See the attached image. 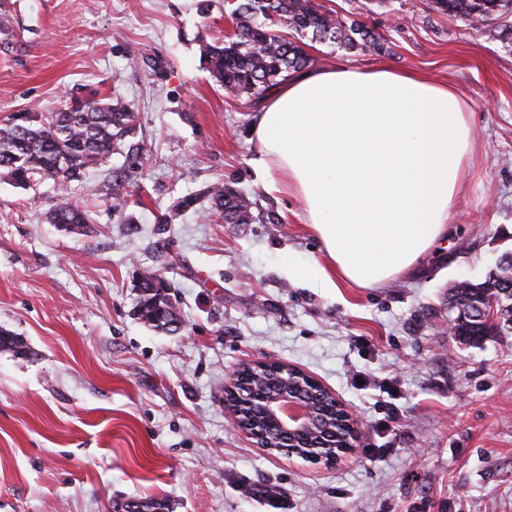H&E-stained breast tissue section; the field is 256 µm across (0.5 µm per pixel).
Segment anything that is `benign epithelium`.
Instances as JSON below:
<instances>
[{"mask_svg":"<svg viewBox=\"0 0 512 512\" xmlns=\"http://www.w3.org/2000/svg\"><path fill=\"white\" fill-rule=\"evenodd\" d=\"M270 366L304 377L314 387L321 386L317 380L291 365L273 361L250 364V367L257 369ZM240 377L241 373H235L225 385L224 406L233 422L251 438L257 440L264 435V432L248 423V418L258 410L279 424L281 435L287 438L291 457L295 455L296 449L305 448V457L313 463L333 466L359 446L360 436L352 413L329 390H324V394L332 402L330 416L300 397L292 384L276 392L259 393L239 389ZM286 402L302 406V413L294 417L286 416L283 413Z\"/></svg>","mask_w":512,"mask_h":512,"instance_id":"benign-epithelium-1","label":"benign epithelium"}]
</instances>
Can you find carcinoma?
<instances>
[{
  "mask_svg": "<svg viewBox=\"0 0 512 512\" xmlns=\"http://www.w3.org/2000/svg\"><path fill=\"white\" fill-rule=\"evenodd\" d=\"M230 17L233 33L206 47L203 59L211 77L224 90L246 96L257 104L292 74L314 64L307 48L311 43L331 42L345 50L383 48L377 34L356 19H341L317 9L312 0H232ZM431 9L470 22L502 19L512 15V0H431ZM296 33L290 40L280 32ZM135 121L129 103L120 96L106 101L91 94L79 97L65 94L53 111L20 112L0 127V174L25 187L32 181L53 179L68 182L89 167L121 151ZM205 199L210 209L226 224H254L262 216L254 213L256 202L228 184L216 183L201 197L184 198L172 211L186 212ZM50 224L70 232L83 230L92 222L87 207L62 202L45 213ZM135 315L156 330L170 331L179 323L178 313L168 293V284L148 272ZM500 284L487 276L450 297L452 307L479 302ZM491 326L464 322L457 325V336L467 344H479L490 336ZM0 350L25 352V343L8 331H0ZM242 388L271 390L287 375L268 371L242 370ZM135 512H169L164 499H135Z\"/></svg>",
  "mask_w": 512,
  "mask_h": 512,
  "instance_id": "carcinoma-1",
  "label": "carcinoma"
}]
</instances>
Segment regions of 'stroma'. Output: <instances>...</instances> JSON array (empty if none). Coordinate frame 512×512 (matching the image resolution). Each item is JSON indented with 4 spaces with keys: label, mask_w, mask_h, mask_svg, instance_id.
<instances>
[{
    "label": "stroma",
    "mask_w": 512,
    "mask_h": 512,
    "mask_svg": "<svg viewBox=\"0 0 512 512\" xmlns=\"http://www.w3.org/2000/svg\"><path fill=\"white\" fill-rule=\"evenodd\" d=\"M313 2L385 37L379 51L313 44L318 66L451 83L477 134L446 234L379 288L289 272L325 254L300 199L254 170L253 107L203 65L232 29L224 0H0V126L67 93L119 95L142 147L141 166L115 153L65 183L0 175V330L28 345L0 351V512H111L146 496L170 512H512V332L471 346L448 329L450 290L512 251V34L430 0ZM222 180L274 223L227 224L205 202L169 219ZM64 199L89 207L84 231L46 222ZM147 271L170 284L176 333L133 314ZM258 360L335 393L360 448L331 468L257 448L224 385ZM269 486L274 507L255 495ZM289 271L299 280L312 281L313 284L321 288H334L336 281L323 267H304L298 265H289Z\"/></svg>",
    "instance_id": "35a3bbf8"
}]
</instances>
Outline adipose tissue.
Instances as JSON below:
<instances>
[{
	"label": "adipose tissue",
	"mask_w": 512,
	"mask_h": 512,
	"mask_svg": "<svg viewBox=\"0 0 512 512\" xmlns=\"http://www.w3.org/2000/svg\"><path fill=\"white\" fill-rule=\"evenodd\" d=\"M253 163L298 196L327 267L291 266L322 288L382 286L442 235L475 134L457 90L386 65L293 74L252 117Z\"/></svg>",
	"instance_id": "adipose-tissue-1"
}]
</instances>
